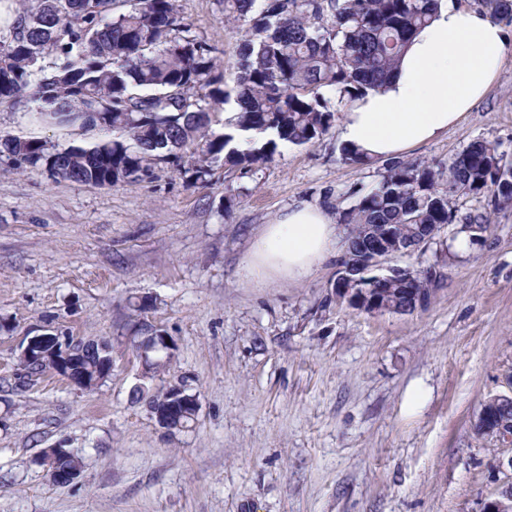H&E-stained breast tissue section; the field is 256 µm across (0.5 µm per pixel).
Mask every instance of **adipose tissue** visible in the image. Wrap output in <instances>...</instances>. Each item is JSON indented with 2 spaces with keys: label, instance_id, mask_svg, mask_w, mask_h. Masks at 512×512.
Instances as JSON below:
<instances>
[{
  "label": "adipose tissue",
  "instance_id": "adipose-tissue-1",
  "mask_svg": "<svg viewBox=\"0 0 512 512\" xmlns=\"http://www.w3.org/2000/svg\"><path fill=\"white\" fill-rule=\"evenodd\" d=\"M512 41L488 16L439 0L431 22L412 38L388 87L346 108L341 137L373 159L399 158L454 125L488 93ZM340 240L330 209L301 202L264 225L239 274L247 282H299Z\"/></svg>",
  "mask_w": 512,
  "mask_h": 512
}]
</instances>
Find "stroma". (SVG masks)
<instances>
[{
  "label": "stroma",
  "mask_w": 512,
  "mask_h": 512,
  "mask_svg": "<svg viewBox=\"0 0 512 512\" xmlns=\"http://www.w3.org/2000/svg\"><path fill=\"white\" fill-rule=\"evenodd\" d=\"M216 46L233 86L247 28L220 0H176ZM49 149L101 131L39 125L0 105V136ZM512 158V50L487 95L405 159L447 161L469 143ZM339 125L207 183L160 162L112 188L53 179L0 157V512H484L512 482V444L481 432L483 403L512 395V207L480 239L445 226L394 265H439L429 305L368 313L336 297V261L299 283L253 285L238 269L252 238L289 205L348 208L383 161L346 163ZM171 336L155 385L182 379L199 411L160 428L131 399L143 366L127 339L140 319ZM110 339L112 374L81 390L18 362L26 337ZM67 448L77 479L36 459ZM58 453L74 456V454L67 448H45L43 449L42 453L38 456V462H46V464H44L45 470L48 472L50 477L54 479L57 483H70L78 476L77 473L79 471V468L70 471H61L60 469H57L53 461L55 460L56 455ZM50 466H52L51 469H49Z\"/></svg>",
  "instance_id": "obj_1"
}]
</instances>
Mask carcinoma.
Segmentation results:
<instances>
[{
    "label": "carcinoma",
    "instance_id": "cac0c4a2",
    "mask_svg": "<svg viewBox=\"0 0 512 512\" xmlns=\"http://www.w3.org/2000/svg\"><path fill=\"white\" fill-rule=\"evenodd\" d=\"M224 18L248 26L234 92L224 90L219 49L194 35L175 0H23L17 23L0 11V105L32 103L37 122L113 138L50 151L37 136L0 138L20 165L55 179L112 187L152 175L158 161L191 151L196 182L223 160L242 170L270 161L279 144L307 145L335 120L336 102L383 86L437 0H222ZM493 20L512 25V0H477ZM234 102L213 127L211 114ZM271 131L259 147L231 146L233 131ZM488 196L512 204V159L477 140L438 168L392 160L378 183L341 212L362 231L371 224L443 229L462 221L479 234V214L459 217L455 201ZM433 266L389 274L388 287L429 294ZM94 349L81 360L89 380H105Z\"/></svg>",
    "mask_w": 512,
    "mask_h": 512
}]
</instances>
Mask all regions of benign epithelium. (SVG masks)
Here are the masks:
<instances>
[{
	"instance_id": "benign-epithelium-1",
	"label": "benign epithelium",
	"mask_w": 512,
	"mask_h": 512,
	"mask_svg": "<svg viewBox=\"0 0 512 512\" xmlns=\"http://www.w3.org/2000/svg\"><path fill=\"white\" fill-rule=\"evenodd\" d=\"M355 243L356 252L359 253L358 268L363 275L361 287L354 290L339 288L337 292L344 295L353 294V300L360 304L363 302L368 304L374 313L385 310L389 307V302L376 294V289L386 281V277L379 274V271L394 270V267L388 265V261L396 255L411 254L420 250L423 248L424 240L420 238L414 240L407 247L401 241L397 226L387 225L377 232L361 235L355 240ZM140 329L147 332V336L143 338L133 336L130 338V342L136 349L143 366L148 369V372L153 373L157 362L153 353L164 354V360L168 362L173 358L174 344L168 341V336L164 331L158 330L146 322L140 323ZM48 352L54 358V367H52L54 372L78 387H86L85 372L79 366L80 357L85 354L84 343L73 341L67 337L62 339L53 334L34 336L21 349L20 365L30 370L35 365L44 364L46 363L44 356ZM510 404H512V396L499 395L487 400L479 415V430L488 431L489 423L498 416V409ZM188 409L194 413L198 411L197 398L187 392V386L183 382L177 380L170 382L167 386L166 396L160 402L152 405L149 411L160 427L170 431L173 426L180 424L182 416ZM59 453L69 455L71 451L67 448H45L39 455V462L44 464V468L48 469V474L56 482L70 483L77 477L78 470L61 471L57 469L54 460ZM486 512H512V484L502 488L498 498L487 504Z\"/></svg>"
}]
</instances>
